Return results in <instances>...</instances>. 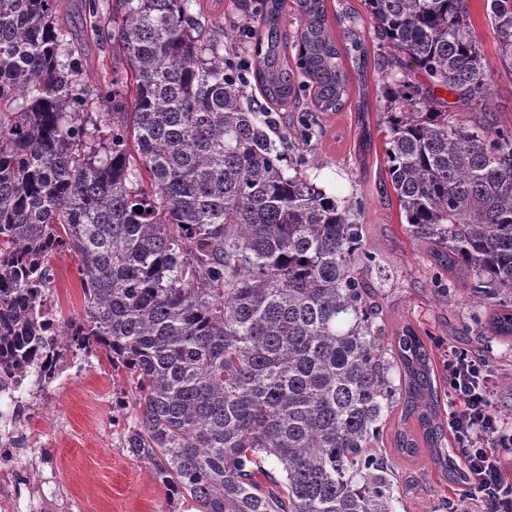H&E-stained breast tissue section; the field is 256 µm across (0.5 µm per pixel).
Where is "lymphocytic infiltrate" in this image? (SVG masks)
I'll return each mask as SVG.
<instances>
[{
    "instance_id": "obj_1",
    "label": "lymphocytic infiltrate",
    "mask_w": 512,
    "mask_h": 512,
    "mask_svg": "<svg viewBox=\"0 0 512 512\" xmlns=\"http://www.w3.org/2000/svg\"><path fill=\"white\" fill-rule=\"evenodd\" d=\"M448 396L457 411L448 426L457 447L465 451L467 482L479 495L484 512H512V482L501 467L503 455H512V429L500 424L490 401L484 367L467 351L448 352Z\"/></svg>"
}]
</instances>
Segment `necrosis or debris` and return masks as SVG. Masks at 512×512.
I'll return each mask as SVG.
<instances>
[{
	"instance_id": "1",
	"label": "necrosis or debris",
	"mask_w": 512,
	"mask_h": 512,
	"mask_svg": "<svg viewBox=\"0 0 512 512\" xmlns=\"http://www.w3.org/2000/svg\"><path fill=\"white\" fill-rule=\"evenodd\" d=\"M58 343L42 384L33 382L40 372L36 366L0 378V512H74V499L62 494L59 476L47 471L40 456L46 439L44 411L77 367L67 339Z\"/></svg>"
}]
</instances>
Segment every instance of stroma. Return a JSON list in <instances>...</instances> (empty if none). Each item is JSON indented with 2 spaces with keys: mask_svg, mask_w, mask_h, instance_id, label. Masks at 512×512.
<instances>
[{
  "mask_svg": "<svg viewBox=\"0 0 512 512\" xmlns=\"http://www.w3.org/2000/svg\"><path fill=\"white\" fill-rule=\"evenodd\" d=\"M117 3L96 0L105 25L95 29L85 0H70L67 28L81 49L84 69L94 79L102 66L113 70L125 67L122 53L108 37ZM271 112L277 128L294 134L287 160L302 164L304 172L328 195L354 203L351 217L362 226L363 247L381 260L380 266L364 271L363 277L388 334L409 326L424 338L443 391L448 388L444 363L449 349L467 350L485 364L494 410L503 426L512 427V389L502 384L504 377L512 374V340L493 335L487 322L493 303L473 302L466 288L468 275L451 276L446 288H438L439 268L431 244L409 237L395 196L385 195L380 184L381 135H374L370 148L360 149L350 103L339 112L315 113L316 133L307 140L298 135L305 112L291 106H275ZM52 265L59 310L66 318L78 315L84 300L75 258L58 253ZM135 414L125 370L100 359L61 386L59 401L47 418L49 441L44 453L58 469L66 489L88 512H191L186 503L171 506L147 463L128 452L125 436ZM401 426L399 411H392L379 441L393 470L396 512H450L456 506L463 512H480V501L463 496L459 486L449 484L431 462L427 449L413 456L397 452L395 436Z\"/></svg>",
  "mask_w": 512,
  "mask_h": 512,
  "instance_id": "1",
  "label": "stroma"
}]
</instances>
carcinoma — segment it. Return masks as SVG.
I'll return each instance as SVG.
<instances>
[{"label": "carcinoma", "instance_id": "obj_1", "mask_svg": "<svg viewBox=\"0 0 512 512\" xmlns=\"http://www.w3.org/2000/svg\"><path fill=\"white\" fill-rule=\"evenodd\" d=\"M336 2L337 36L326 0H296L291 59L288 0H238L231 26L199 0H119L125 73L93 94L60 24L68 0H0V365L53 348L37 303L51 256L71 254L84 307L64 335L129 374L126 448L196 512H394L374 444L398 404L465 484L427 343L410 326L387 336L351 206L284 167L287 141L248 90L339 112L356 83L360 144L374 107L405 231L443 271H471L472 298L495 300L491 327L512 337V127L473 117L491 111L497 68L512 72V0H487L495 66L468 0H362L370 46ZM396 447L419 444L401 430Z\"/></svg>", "mask_w": 512, "mask_h": 512}]
</instances>
